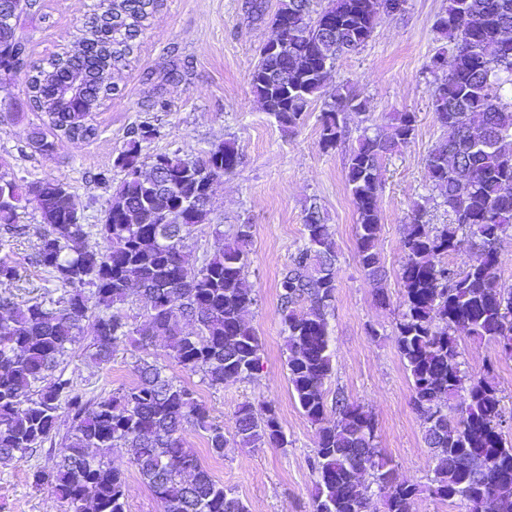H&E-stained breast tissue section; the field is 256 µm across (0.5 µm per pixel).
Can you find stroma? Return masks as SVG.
<instances>
[{
    "instance_id": "1",
    "label": "stroma",
    "mask_w": 512,
    "mask_h": 512,
    "mask_svg": "<svg viewBox=\"0 0 512 512\" xmlns=\"http://www.w3.org/2000/svg\"><path fill=\"white\" fill-rule=\"evenodd\" d=\"M99 0H36L21 17L29 61L45 60L73 42ZM255 16L249 0H161L138 37L136 47L113 71V95L104 100L91 122L94 139L73 143L56 139L51 154L30 145L33 129L45 117L27 98L25 79L0 84V161L17 182L30 184L62 179L68 182L83 223L86 245L99 241L102 222L122 174L114 168L124 151L129 128L150 124L157 135L144 143L143 155L178 152L203 157L215 144L235 142L241 162L225 176L212 200L209 221L187 242L194 259L215 246L216 229L231 224L253 227L247 282L257 302L245 314L262 345V367L253 377L224 388L208 386L201 374L183 371L172 362L163 339L148 349L120 344L109 362L93 361L86 349L93 334L84 327L60 365L85 398L105 396L135 382V361L145 357L163 365L169 376L191 387L215 422L227 424L238 406L268 404L275 410L288 445L284 448H229L213 456L202 432L187 430L185 445L218 482L235 489L250 512H312L316 477L308 458L317 442L314 425L295 403L286 369L277 284L303 241V218L317 204L336 241V301L329 317L333 372L325 383L328 397L344 393L374 417L381 454L399 477L421 486L412 512H469L462 502H443L426 492L433 460L423 424L411 405L409 375L394 342L395 324L403 309L399 268L401 239L414 206L425 209L430 224L449 223L437 190L428 180L425 162L443 135L431 108L433 92L446 69L429 61L446 41L434 28L447 0H406L402 11L381 15L364 47L340 57L327 86L342 85L366 104L362 114L349 113L347 134L336 148L320 142L321 102H313L303 122L283 130L254 97L251 73L260 46L273 35L271 18L280 0H263ZM396 112L416 117L415 136L385 160L378 207L382 229L377 241L385 270L386 302L363 272L356 252L357 215L345 182V166L363 128L385 133ZM110 170L112 181L99 183L98 172ZM18 232L0 229V259L16 265V280L0 284V298L22 303L61 301L65 290L36 260L39 237L47 230L34 207L21 210ZM461 350L469 371L493 364L491 373L506 408H512V359L499 357L485 341L464 339ZM112 460L126 474L128 512H161V505L136 470L128 468L124 449ZM47 451L0 466V512H71L53 485H35L36 471L50 467Z\"/></svg>"
}]
</instances>
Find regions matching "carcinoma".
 I'll use <instances>...</instances> for the list:
<instances>
[{"mask_svg": "<svg viewBox=\"0 0 512 512\" xmlns=\"http://www.w3.org/2000/svg\"><path fill=\"white\" fill-rule=\"evenodd\" d=\"M404 3L328 0L313 16L311 0H281L272 25L288 44V64L263 47L251 75L263 110L280 127L297 128L323 93L335 60L364 46L379 14L398 12ZM155 10L153 0H112V10L97 11L84 23L76 40L85 44L82 53L67 49L44 64L29 65L37 77L68 67L81 73L58 94L46 84L34 97L32 108L46 114L53 135L75 143L96 136V128L82 118L108 95L88 93L93 70L123 65ZM322 24L336 27L334 38L317 35ZM435 28L448 39L452 65L433 95L443 137L425 169L451 220L439 227L426 224L419 205L411 214L401 240L404 310L394 339L433 454L426 490L443 501H464L470 512H479L488 500L497 512H512V441L503 433L512 413L488 374L464 369L459 344L463 337L486 340L512 358V287L494 275L501 264L499 243L512 229V0H448ZM26 51V38L15 40L0 25V63L15 65ZM363 111L365 103L336 87L320 114L323 148L333 149L345 137V113ZM414 133L415 115L397 113L390 133H362L346 163L359 263L382 303L384 274L375 246L382 165ZM156 134L151 125L128 130L127 149L114 161L123 178L98 225L100 248L80 246L87 231L67 182L22 186L0 174V226L17 229L18 211L34 206L50 227L36 261L67 288L56 307L0 300V309L10 310L0 318V465L47 446L55 464L37 472L35 484H54L72 512H127L124 472L112 465V449L119 446L127 449L162 512H249L235 490L216 482L185 447L184 434L189 428L203 432L218 457L231 447L285 448L288 439L272 408L244 404L226 429L212 421L189 387L145 359L137 361L136 382L94 400L83 399L72 381L56 374L90 318L87 350L98 363L108 362L123 342L144 347L162 336L168 357L182 370L202 374L212 388L260 370L261 340L244 320L255 302L246 279L252 225L215 229V249L199 265L184 245L208 220V189L234 173L238 150L230 141L220 143L191 167L176 152L156 153L145 162L142 143ZM303 227L304 243L291 254L278 290L292 396L318 426L309 458L316 476L313 512H368L371 489L360 482L368 471L385 512H411L420 488L387 467L373 416L341 393L327 405L336 242L314 204L305 209ZM466 251L474 259L464 270L443 262ZM86 285L95 287L98 299L93 316ZM134 291L148 302L139 326L121 314ZM305 300L309 308L297 309ZM183 320L194 330L183 331ZM63 409L72 415V425L61 436Z\"/></svg>", "mask_w": 512, "mask_h": 512, "instance_id": "obj_1", "label": "carcinoma"}]
</instances>
